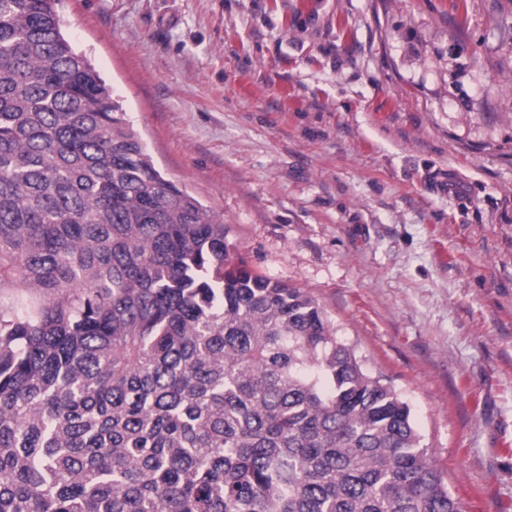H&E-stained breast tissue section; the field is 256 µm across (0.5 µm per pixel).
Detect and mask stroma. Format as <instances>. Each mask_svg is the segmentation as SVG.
Wrapping results in <instances>:
<instances>
[{
    "instance_id": "1",
    "label": "stroma",
    "mask_w": 512,
    "mask_h": 512,
    "mask_svg": "<svg viewBox=\"0 0 512 512\" xmlns=\"http://www.w3.org/2000/svg\"><path fill=\"white\" fill-rule=\"evenodd\" d=\"M156 167L512 512V0H58Z\"/></svg>"
}]
</instances>
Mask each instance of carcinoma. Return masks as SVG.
<instances>
[{
  "label": "carcinoma",
  "mask_w": 512,
  "mask_h": 512,
  "mask_svg": "<svg viewBox=\"0 0 512 512\" xmlns=\"http://www.w3.org/2000/svg\"><path fill=\"white\" fill-rule=\"evenodd\" d=\"M56 0H0V512H459L402 395L231 256Z\"/></svg>",
  "instance_id": "cac0c4a2"
}]
</instances>
